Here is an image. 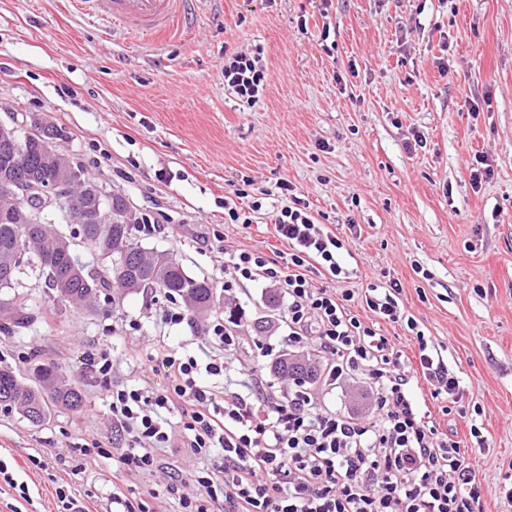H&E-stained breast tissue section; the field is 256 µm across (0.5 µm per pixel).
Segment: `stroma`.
<instances>
[{"label":"stroma","mask_w":512,"mask_h":512,"mask_svg":"<svg viewBox=\"0 0 512 512\" xmlns=\"http://www.w3.org/2000/svg\"><path fill=\"white\" fill-rule=\"evenodd\" d=\"M182 30L153 51L71 0H0V122L51 117L105 192L158 222L139 243L173 252L218 289L225 252L287 253L270 214L280 183L292 186L344 244L347 278L316 273L314 285L362 293L400 282L406 315L466 386V416L428 406L465 446L482 512H512L502 492L512 483V0H194ZM257 50L267 80L249 105L225 87L224 58ZM478 157L494 174L477 186ZM247 179L263 208L249 226L225 227L224 200ZM15 293L35 318L0 331V366L25 377L34 363L54 364L85 407L36 427L0 406V459L17 482L0 486V512H57L61 480L107 512L111 462L78 471L68 452L74 442L124 444L87 352L110 349L113 383L160 390L165 374L141 362L196 349L206 322H161L169 301L158 291L93 316L54 300L29 272ZM270 294L259 282L240 291L238 351L269 380L272 359L259 346H282L288 333L287 304L269 306ZM474 426L486 447H472ZM33 455L47 468L33 467ZM127 485L151 512L180 510L161 473Z\"/></svg>","instance_id":"obj_1"}]
</instances>
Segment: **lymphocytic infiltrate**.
Returning a JSON list of instances; mask_svg holds the SVG:
<instances>
[{
  "instance_id": "f902f5d3",
  "label": "lymphocytic infiltrate",
  "mask_w": 512,
  "mask_h": 512,
  "mask_svg": "<svg viewBox=\"0 0 512 512\" xmlns=\"http://www.w3.org/2000/svg\"><path fill=\"white\" fill-rule=\"evenodd\" d=\"M265 81L260 54L225 59L224 82L240 100L256 102ZM272 221L288 244L286 263L260 251L229 253L224 297L234 300L248 282L273 288L287 301L288 348L313 347L331 383L366 376V412H338L307 384L276 386L245 367L237 357L242 314L233 308L209 321L198 353L155 360L165 388L112 387V424L127 437L120 453L77 447L74 456L112 458L118 472L130 474L157 469L160 448L178 446L197 459L222 451V469L197 476L196 492H184L180 474L169 473L166 488L178 495L181 512H480L481 484L459 441L439 429L412 381L423 377L433 399L452 404L464 390L416 321L404 319L400 283L361 295L313 287L311 264L343 275L342 242L297 197L277 206ZM358 304L415 331L417 364L354 313ZM213 378L223 379V389L210 386Z\"/></svg>"
}]
</instances>
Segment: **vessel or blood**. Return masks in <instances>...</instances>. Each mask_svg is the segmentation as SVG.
I'll list each match as a JSON object with an SVG mask.
<instances>
[{
  "label": "vessel or blood",
  "instance_id": "vessel-or-blood-1",
  "mask_svg": "<svg viewBox=\"0 0 512 512\" xmlns=\"http://www.w3.org/2000/svg\"><path fill=\"white\" fill-rule=\"evenodd\" d=\"M82 15L113 24L126 34L157 43L175 36L187 0H72Z\"/></svg>",
  "mask_w": 512,
  "mask_h": 512
}]
</instances>
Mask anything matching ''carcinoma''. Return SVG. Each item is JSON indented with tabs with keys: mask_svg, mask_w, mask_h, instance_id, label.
I'll return each mask as SVG.
<instances>
[{
	"mask_svg": "<svg viewBox=\"0 0 512 512\" xmlns=\"http://www.w3.org/2000/svg\"><path fill=\"white\" fill-rule=\"evenodd\" d=\"M65 132L54 122L46 127L16 128L15 140L28 157L29 168L43 167L45 149L60 150L57 142ZM74 226L71 237L61 235L55 225L43 222L38 200H30L27 216L16 209L15 197L7 185L0 184V324L25 329L34 320L30 307L10 295L16 277L24 267H33L44 278L45 287L64 305L95 311L101 295L159 290L172 300H181L190 315L205 317L220 307L213 284L205 277L189 274L170 252L145 248L133 238V224H118L110 211L103 209L90 222L80 211L69 217ZM80 240L85 249L97 254L106 264L126 254L124 273L107 279L95 269H87L72 250L71 240ZM273 371L281 378L301 376L307 369L288 356L276 360ZM32 379L22 381L10 368L0 367V405L15 408L34 426L42 425L58 407L78 412L85 406L79 388L62 377L58 370L34 364Z\"/></svg>",
	"mask_w": 512,
	"mask_h": 512,
	"instance_id": "1",
	"label": "carcinoma"
}]
</instances>
